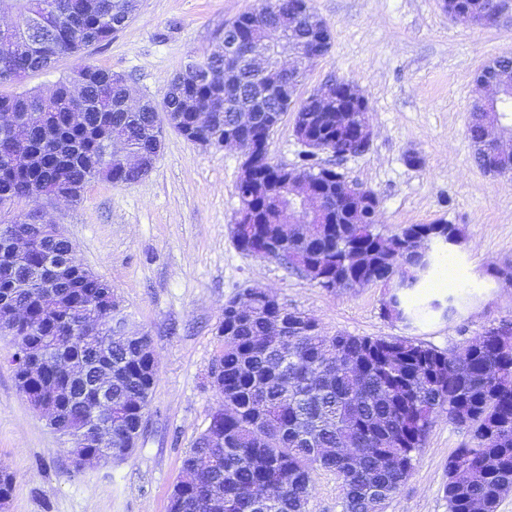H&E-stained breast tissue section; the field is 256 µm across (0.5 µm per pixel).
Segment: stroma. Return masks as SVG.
Segmentation results:
<instances>
[{"instance_id":"1","label":"stroma","mask_w":512,"mask_h":512,"mask_svg":"<svg viewBox=\"0 0 512 512\" xmlns=\"http://www.w3.org/2000/svg\"><path fill=\"white\" fill-rule=\"evenodd\" d=\"M312 4L330 28L331 46L309 66L297 96L351 81L369 102L373 131L366 153L340 161L323 153L319 160L376 195L385 234L440 220L462 230V243L447 250L463 273L455 314L425 315L408 328L385 315L387 288L330 293L276 261L242 252L233 232L240 151L202 147L164 129L160 155L142 180H97L79 202L35 205L70 238L77 261L111 285L130 329L152 338L157 375L136 449L124 460L76 467L69 446L18 390L15 348L0 335V464L15 476L6 512H167L182 460L218 406L208 373L224 304L247 289L266 288L330 334L410 335L440 350L512 322V286L492 274L512 268V175L481 170L467 134L477 71L512 54V0L491 26L452 19L441 0ZM257 5L139 0L111 40L60 57L0 93L44 94L95 65L124 75L135 99H160L188 64L221 50L225 24ZM268 149L275 162L299 164L293 112L283 114ZM465 439L438 416L384 512H448L445 465Z\"/></svg>"}]
</instances>
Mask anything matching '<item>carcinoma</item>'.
<instances>
[{
    "instance_id": "cac0c4a2",
    "label": "carcinoma",
    "mask_w": 512,
    "mask_h": 512,
    "mask_svg": "<svg viewBox=\"0 0 512 512\" xmlns=\"http://www.w3.org/2000/svg\"><path fill=\"white\" fill-rule=\"evenodd\" d=\"M298 2L314 12L311 0H261V10L272 15ZM60 14L45 18L55 29L48 43L26 53L0 44V83L20 80L46 69L59 56L103 42L120 30L117 23L130 18L128 0H53ZM270 37L261 24L240 31L248 49ZM241 68L235 80L224 84V62L212 57L188 67L173 78L161 100L147 99L131 111L125 99L131 93L126 80L112 84V72L86 66L76 75L91 74L86 84L84 110L87 123L67 116L74 108L68 78L57 84L53 121L57 139L44 142L35 127L20 123L0 129V207L16 201L38 202L58 192L83 189L96 179L122 185L127 175L112 161L104 140L144 153L161 133V112H182L179 134L224 146V131L234 113L217 110L204 124L194 113L182 110L184 100L208 104L216 96L245 103L254 81ZM17 112L39 110L44 96L33 92L0 94V106ZM477 163H482L490 143L481 126L468 129ZM260 176L247 190L252 209L235 224L239 248L258 259L273 254L291 272L312 269L315 284L333 291L347 287L349 278L365 285L389 287L384 307L393 318L411 324L418 307L411 297L435 269V254L461 243L455 224H409L386 236L375 224H358L357 216L328 209L337 174L318 168L315 158L303 155L297 170L328 190L312 198L308 233L298 235L278 223L285 190L279 174L266 157L260 159ZM15 230L29 235L28 253L18 258L13 272L0 257V320L10 311L24 310L30 330L17 341H49L63 347L79 368L90 371L112 361V394L125 403L112 415L115 459L129 457L139 439L141 409L146 407L156 379V366L134 343L115 341L103 347L104 337L90 326L91 313L112 312L116 305L106 297L112 287L100 276L84 273L75 265L66 274L64 288H29L27 280L45 260L69 252V240L42 239L35 224ZM252 314L233 312L235 300L224 304V324L219 329L220 349L210 368V384L223 418L197 438L185 455L182 468L194 472L190 488L176 486L172 498L178 512H308L312 474H336L342 487L343 512H383L413 470L416 454L439 413L464 431L468 442L448 456V482L444 495L448 512H496L500 499L512 491V324L497 326L496 335L485 331L460 350L441 351L409 337L324 334L318 322L306 317L302 331L286 338L273 336L268 324L276 318L301 317L285 305H268L259 290ZM458 297L450 294L427 301L424 307L450 317ZM94 387L73 392L57 425L59 437L84 435L93 405ZM224 433V446L212 447L211 432ZM207 457L222 462V472L211 473L200 463ZM469 465L476 473L468 481L458 472ZM263 489L274 503L269 511L256 497Z\"/></svg>"
}]
</instances>
